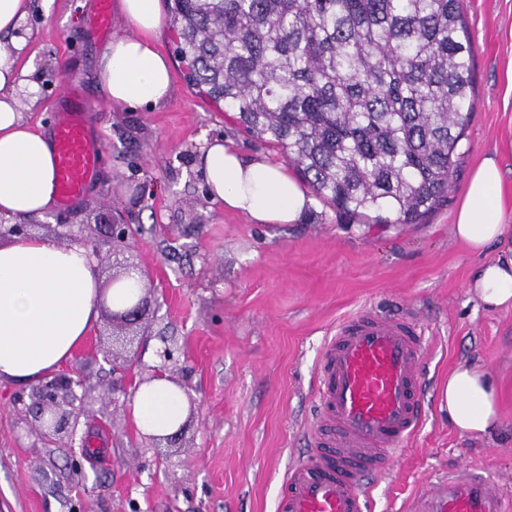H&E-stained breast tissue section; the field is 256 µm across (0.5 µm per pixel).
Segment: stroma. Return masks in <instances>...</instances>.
I'll list each match as a JSON object with an SVG mask.
<instances>
[{
	"instance_id": "35a3bbf8",
	"label": "stroma",
	"mask_w": 512,
	"mask_h": 512,
	"mask_svg": "<svg viewBox=\"0 0 512 512\" xmlns=\"http://www.w3.org/2000/svg\"><path fill=\"white\" fill-rule=\"evenodd\" d=\"M94 2L37 4L22 24L42 87L26 119L50 123L64 83L75 81L93 107L104 154L82 201L30 222L51 239L58 223L82 225L81 244L102 256V287L133 258L149 312L134 343L116 350L101 311L94 335L63 366L85 383L75 432L42 439L27 410L32 384L0 382V512H275L290 459L310 449L323 342L364 307L414 308L429 338L424 419L385 472L368 478V512H408L423 483L462 467L488 472L512 494V308L486 309L465 286L473 266L504 249L477 256L451 233L471 172L491 154L504 171L512 225V0L462 2L472 116L448 203L420 224L353 223L320 200L300 223L255 224L213 203L194 172L204 139L221 136L244 154L278 161L281 151L188 83L170 23L157 43L171 63V99L150 112L112 106L96 80L108 38L90 23ZM113 209L137 230L129 251L115 254L96 221ZM463 361L480 362L498 383L503 426L495 436L467 437L448 424L444 390ZM158 369L189 408L179 441L157 448L132 409L136 384ZM85 440L106 453L74 464L73 449Z\"/></svg>"
}]
</instances>
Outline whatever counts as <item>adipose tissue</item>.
Instances as JSON below:
<instances>
[{
  "instance_id": "1",
  "label": "adipose tissue",
  "mask_w": 512,
  "mask_h": 512,
  "mask_svg": "<svg viewBox=\"0 0 512 512\" xmlns=\"http://www.w3.org/2000/svg\"><path fill=\"white\" fill-rule=\"evenodd\" d=\"M31 0H0V214L29 217L55 205L53 150L44 125H31L22 103L37 105L40 85L22 65L28 47L20 35ZM133 34L113 37L102 49L97 81L113 106L153 110L171 97V65L155 38L165 24L160 0H118ZM211 201L256 224H295L313 199L287 168L263 154L243 155L228 140L204 141L195 159ZM502 171L495 157L473 170L452 223L454 238L471 253L512 239L504 221ZM130 272L101 290L98 264L88 248L60 245L41 235L0 242V381L37 383L72 360L99 319V303L124 308ZM490 310L512 307V256L476 266L467 282ZM448 423L458 433L486 436L501 424L498 390L479 363L463 362L444 391ZM187 414L181 388L164 379L142 384L133 417L144 435L167 436Z\"/></svg>"
}]
</instances>
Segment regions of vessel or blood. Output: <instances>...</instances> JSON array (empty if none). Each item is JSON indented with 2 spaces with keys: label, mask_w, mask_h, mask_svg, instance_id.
<instances>
[{
  "label": "vessel or blood",
  "mask_w": 512,
  "mask_h": 512,
  "mask_svg": "<svg viewBox=\"0 0 512 512\" xmlns=\"http://www.w3.org/2000/svg\"><path fill=\"white\" fill-rule=\"evenodd\" d=\"M90 22L102 34L114 24L112 0H96ZM91 106L67 82L52 120L54 183L60 207L81 200L97 179L103 150ZM423 330L408 311L363 309L343 320L317 364L320 411L308 426L314 448L289 467L277 512H366V477L408 441L424 414L419 366ZM419 512H512L496 480L452 472L423 490Z\"/></svg>",
  "instance_id": "b4317fda"
}]
</instances>
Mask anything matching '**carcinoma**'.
<instances>
[{
	"label": "carcinoma",
	"instance_id": "cac0c4a2",
	"mask_svg": "<svg viewBox=\"0 0 512 512\" xmlns=\"http://www.w3.org/2000/svg\"><path fill=\"white\" fill-rule=\"evenodd\" d=\"M188 81L346 218L448 200L470 121L460 0H174Z\"/></svg>",
	"mask_w": 512,
	"mask_h": 512
}]
</instances>
